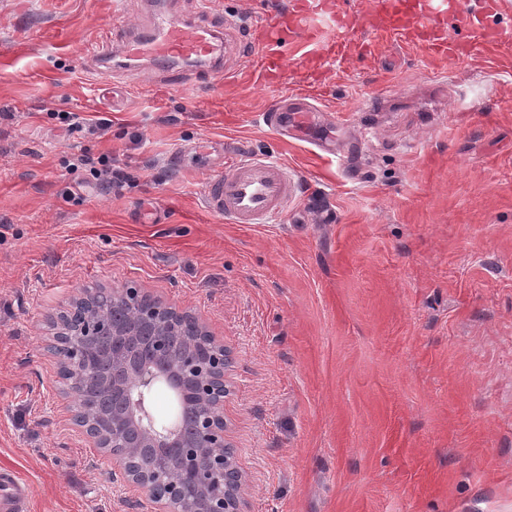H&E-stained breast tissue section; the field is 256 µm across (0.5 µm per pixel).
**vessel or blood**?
I'll use <instances>...</instances> for the list:
<instances>
[{
    "instance_id": "1",
    "label": "vessel or blood",
    "mask_w": 512,
    "mask_h": 512,
    "mask_svg": "<svg viewBox=\"0 0 512 512\" xmlns=\"http://www.w3.org/2000/svg\"><path fill=\"white\" fill-rule=\"evenodd\" d=\"M434 0H367L365 17L374 32L387 35L401 45L419 49L438 60H470L494 70L512 68V36L488 27L485 17L512 7V0H448L446 10L433 6ZM212 0H196L192 15L179 14L172 0H139L142 24L131 27L115 21L106 43L93 52L95 62L104 67L118 65L130 70L143 63L157 64L185 73L223 72L228 84L239 82L269 87L278 84L283 73L280 50L286 35L295 34L313 41L303 21L306 14L328 16L337 26H347L344 14L329 0H289L272 10L258 44H250L241 27L218 30L201 19ZM468 29L466 41L449 39L446 20ZM120 46L121 62H113L112 48ZM367 41L339 39L328 45L327 55L345 58L371 52ZM298 184L288 165L274 155L256 158L230 154L224 172L205 187L203 208L223 216L230 224H274L297 198Z\"/></svg>"
}]
</instances>
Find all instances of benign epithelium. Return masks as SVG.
I'll use <instances>...</instances> for the list:
<instances>
[{
  "label": "benign epithelium",
  "instance_id": "1",
  "mask_svg": "<svg viewBox=\"0 0 512 512\" xmlns=\"http://www.w3.org/2000/svg\"><path fill=\"white\" fill-rule=\"evenodd\" d=\"M121 306L147 327L150 359L132 364L121 347L123 327L112 317ZM188 319L197 336L172 360L167 338ZM59 397L69 425L112 463L109 478L134 487L145 512H247L243 471L227 441L224 396L232 351L205 321L137 286L85 288L47 320ZM101 384L112 410L89 411L86 390ZM160 386L174 398L179 425L159 422L151 399Z\"/></svg>",
  "mask_w": 512,
  "mask_h": 512
}]
</instances>
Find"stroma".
<instances>
[{
  "mask_svg": "<svg viewBox=\"0 0 512 512\" xmlns=\"http://www.w3.org/2000/svg\"><path fill=\"white\" fill-rule=\"evenodd\" d=\"M114 0H0V468L27 512H141L64 424L46 320L81 289L137 285L233 349L224 417L249 512H512V73L376 37L304 136L266 126L286 87L110 75ZM215 0L209 22H264ZM68 32L55 42L54 30ZM110 120L68 130L60 113ZM276 153L301 200L274 224L206 215L215 141ZM110 155L116 192L73 154ZM159 223L139 224L144 204Z\"/></svg>",
  "mask_w": 512,
  "mask_h": 512,
  "instance_id": "1",
  "label": "stroma"
}]
</instances>
